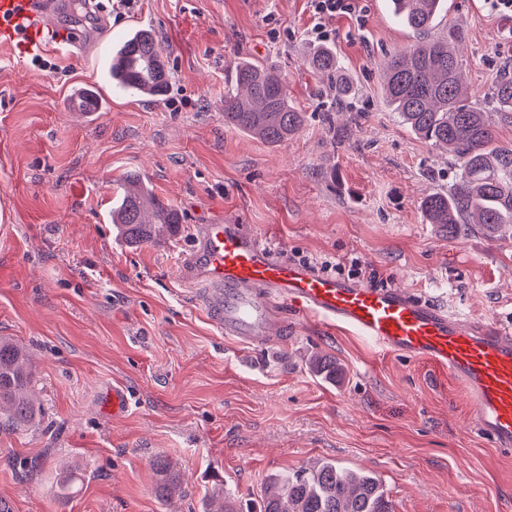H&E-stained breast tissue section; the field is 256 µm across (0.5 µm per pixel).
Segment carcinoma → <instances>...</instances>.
Returning <instances> with one entry per match:
<instances>
[{"mask_svg":"<svg viewBox=\"0 0 512 512\" xmlns=\"http://www.w3.org/2000/svg\"><path fill=\"white\" fill-rule=\"evenodd\" d=\"M398 19L421 36L412 47L384 62V97L404 125L421 139L448 150L455 158V180L446 193L429 196L423 212L450 237L475 229L490 238H512V146L496 143L491 113L512 116V70L499 75L491 98L479 105L468 101L462 78V33L448 37L430 34L446 0H391ZM308 65L336 79V92L348 95L340 62L329 46H317ZM112 86L150 97L164 95L168 87L166 60L159 42L148 31H131L112 52ZM232 86L224 94V124L277 145L288 141L303 126L306 112L288 98L280 77L244 61L235 67ZM112 223L132 244L178 233V211L154 195L147 180L128 176L117 194ZM317 375L336 377V360L310 357ZM35 365L30 354L0 337V429L14 431L36 424L40 410L33 396ZM159 475L157 497L172 494L179 473L168 460L153 462ZM76 473L63 471L55 482V496L73 493ZM203 512H393L382 483L369 472L352 470L320 460L309 468L270 476L254 509L227 496L224 485L214 487Z\"/></svg>","mask_w":512,"mask_h":512,"instance_id":"carcinoma-1","label":"carcinoma"}]
</instances>
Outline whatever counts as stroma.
<instances>
[{
    "label": "stroma",
    "instance_id": "1",
    "mask_svg": "<svg viewBox=\"0 0 512 512\" xmlns=\"http://www.w3.org/2000/svg\"><path fill=\"white\" fill-rule=\"evenodd\" d=\"M389 3L357 0L366 27L331 23L343 99L307 65L308 0H136L108 31L63 0L58 20L94 44L89 57L48 45L44 70L0 49V336L29 348L42 410L39 427L0 432L12 512H202L213 484L246 502L270 475L316 459L380 478L395 512H512V448L477 433L447 372L290 313L273 345L248 348L189 298L174 240L130 247L111 222L116 180L136 173L178 210L183 243L195 224H245L275 259L338 262L351 284L358 262L384 287L512 331V240L451 238L422 212L456 167L384 100V60L417 41ZM135 29L159 41L165 96L117 91L107 77ZM456 29L469 100L484 103L512 68V17L448 0L431 33ZM243 60L280 74L306 113L281 145L224 124ZM85 88L102 102L87 119L68 111ZM314 353L335 358V382L310 369ZM118 385L130 407L116 416L105 398ZM47 448L41 472L24 477L19 461ZM159 456L185 486L168 502L155 495ZM68 465L81 483L54 497Z\"/></svg>",
    "mask_w": 512,
    "mask_h": 512
}]
</instances>
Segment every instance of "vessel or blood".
Listing matches in <instances>:
<instances>
[{
	"label": "vessel or blood",
	"instance_id": "vessel-or-blood-1",
	"mask_svg": "<svg viewBox=\"0 0 512 512\" xmlns=\"http://www.w3.org/2000/svg\"><path fill=\"white\" fill-rule=\"evenodd\" d=\"M52 0H0V46L26 54L45 38ZM187 283L214 323L249 346H268L284 311L351 330L382 351L448 370L472 404L477 432L512 447V333L416 301L398 289L349 285L274 260L244 224L195 227L183 257Z\"/></svg>",
	"mask_w": 512,
	"mask_h": 512
}]
</instances>
